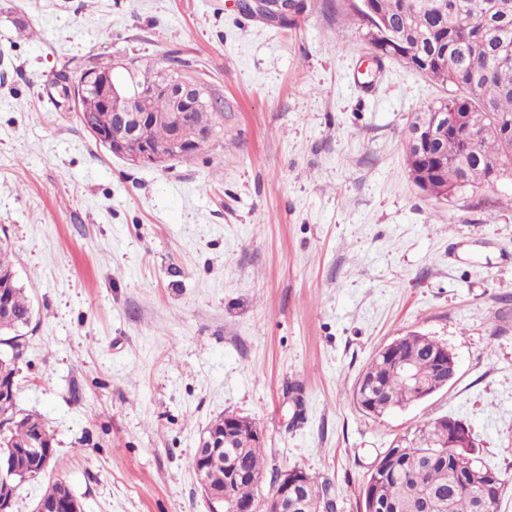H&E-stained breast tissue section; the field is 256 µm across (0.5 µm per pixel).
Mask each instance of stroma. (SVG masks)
<instances>
[{
    "label": "stroma",
    "instance_id": "stroma-1",
    "mask_svg": "<svg viewBox=\"0 0 512 512\" xmlns=\"http://www.w3.org/2000/svg\"><path fill=\"white\" fill-rule=\"evenodd\" d=\"M355 2L301 0L289 26L236 0H0V240L33 308L17 404L56 437L13 512L56 480L83 512H209L193 457L226 414L337 512H362L395 439L459 416L512 512V183H413L404 131L446 91L370 63ZM172 54L223 97L224 136L159 168L112 156L55 85ZM412 331L452 350L454 382L364 414L363 369Z\"/></svg>",
    "mask_w": 512,
    "mask_h": 512
}]
</instances>
